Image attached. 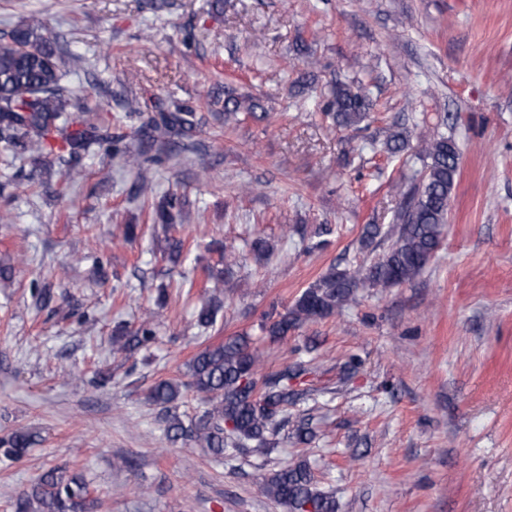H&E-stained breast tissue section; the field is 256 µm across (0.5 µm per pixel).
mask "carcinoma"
<instances>
[{"instance_id":"1","label":"carcinoma","mask_w":512,"mask_h":512,"mask_svg":"<svg viewBox=\"0 0 512 512\" xmlns=\"http://www.w3.org/2000/svg\"><path fill=\"white\" fill-rule=\"evenodd\" d=\"M39 14L0 35V142L15 158L38 165L53 154L65 165L68 182L85 177L80 160L94 147L112 143V123H97L89 97L77 95L62 80L74 57L45 35ZM327 109L340 126L358 124L370 110V101L360 89L345 82L330 90ZM264 121L268 114L260 103L224 90V120L239 114ZM199 126L190 106L160 109L135 131L138 146L125 149L126 164L134 174L132 190L146 196L152 192L150 168L145 154L152 148L171 152L179 139ZM427 159L423 176L407 193L398 214L397 240L381 257L353 271L330 267L306 288L291 306L277 313L265 330L282 338L307 321L323 319L342 310L360 288H391L415 278L441 246L447 224L450 192L459 170V151L453 137L441 135L421 140ZM224 307L219 294L206 298L196 322L210 327ZM156 331L150 315L130 331L121 326L112 333V349L132 353L153 343ZM260 355L244 336L229 337L201 349L189 364L186 383L169 379L156 383L148 393L158 407L167 439L190 443L206 454L224 458L227 448H245L256 455L269 454L282 431L292 428L300 445L316 437L312 418H292L289 408L306 390L299 388L311 373L309 362L295 361L273 373H259ZM192 390L200 401L193 415L179 413L182 391ZM40 444L37 434L16 429L0 438V455L18 462ZM264 495L288 508V512H336V502L317 487L305 462L284 463L271 473L258 475ZM86 476L68 465L42 472L16 503V512H96Z\"/></svg>"}]
</instances>
